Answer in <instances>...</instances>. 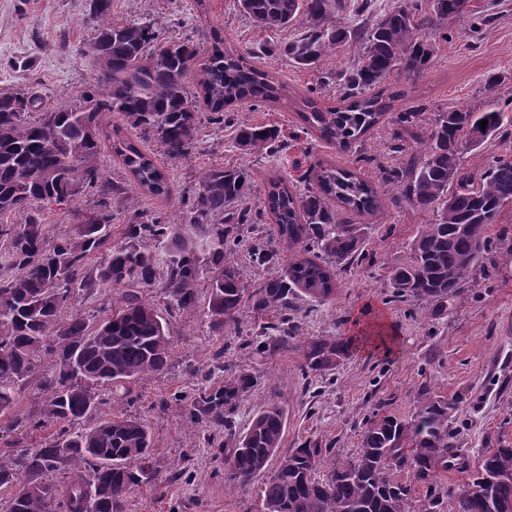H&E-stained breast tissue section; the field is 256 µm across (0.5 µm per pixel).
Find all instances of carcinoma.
Masks as SVG:
<instances>
[{
    "mask_svg": "<svg viewBox=\"0 0 512 512\" xmlns=\"http://www.w3.org/2000/svg\"><path fill=\"white\" fill-rule=\"evenodd\" d=\"M372 2L353 0L350 27L336 24V0L237 6L261 31L285 28L300 15L307 20L306 33L284 47L297 67L315 71L316 87L297 112L303 133L348 150L389 118L393 161L364 150L357 156L375 168V183L350 169L322 167L308 171L302 193L278 176L260 190L243 166L213 167L185 187L174 216L146 215L133 190L110 179L99 162L102 113L123 122L106 139L137 188L168 198L167 173L140 144L155 143L170 160L187 158L202 133L201 101L209 123L235 127L242 154L281 153L288 143L280 129L239 120L233 107L278 103L288 94L250 57L225 49L217 31L197 42L164 40L147 23L113 21L112 0L90 4L98 27L93 89L33 120L41 98L0 94V218L24 215L19 224L0 223V269L11 271L0 276V441L14 449L0 452L7 512H124L142 487L176 479L155 463L147 420L128 411L140 400L137 386L169 368L173 339L164 314L195 313L203 290L214 331L233 328L255 354L288 343L301 331L300 319L288 315L296 301L330 300L336 270L368 259L369 227L359 216L381 209L380 188L433 216L412 240L408 261L389 271L394 298L442 312L462 289L478 288L489 276L490 228L512 205V154L493 157L479 172L464 166L462 154L512 138V79L489 74L483 108H451L429 126L422 107L387 115L386 80L395 72L423 75L436 50L423 32L464 13L456 0H431L427 11L419 0H402L373 20ZM348 43L357 55L346 70L335 76L319 68ZM192 70L200 98L185 86ZM336 81L339 104L318 102L317 88ZM82 193L90 207L77 212L74 231L51 238L47 200ZM280 241L290 255L280 253ZM242 250L257 274L249 283L238 263ZM156 285L162 306L142 294ZM111 290L121 298L99 321L78 310L62 317L75 298ZM246 312L252 321L245 326ZM42 351L52 357L46 369ZM347 354L343 340L318 339L306 348L304 368L322 374ZM32 380L49 397L20 414L16 395ZM256 385L253 375L236 371L218 387L173 400L191 423L230 440L229 487L246 489L276 463L261 488L263 512H410L412 486L394 479L398 471L425 489L421 512H512V447L489 448L467 464L452 428L457 399L422 388L410 418L373 416L356 456L329 464L311 439L280 454L285 420L275 404L236 432L234 409ZM48 428L36 447L18 448L23 436ZM453 463L468 479L445 489L438 477ZM60 468L72 473L62 488L52 478Z\"/></svg>",
    "mask_w": 512,
    "mask_h": 512,
    "instance_id": "cac0c4a2",
    "label": "carcinoma"
}]
</instances>
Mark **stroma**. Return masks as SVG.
Masks as SVG:
<instances>
[{
	"label": "stroma",
	"instance_id": "obj_1",
	"mask_svg": "<svg viewBox=\"0 0 512 512\" xmlns=\"http://www.w3.org/2000/svg\"><path fill=\"white\" fill-rule=\"evenodd\" d=\"M112 16L149 20L163 38L172 40L217 30L229 49L252 56L257 67L271 71L288 89L286 100L262 105L255 113L256 119L281 129L288 140L286 152L246 156L233 145L232 127L204 126L201 142L188 158L158 156L169 175L171 196L144 198L148 214H173L182 189L213 166L247 165L258 185L275 175L299 191L312 165L354 167L353 152L297 132L295 111L314 77L294 67L276 47L300 37L305 20L282 31L260 32L235 0H205L201 6L196 0H112ZM96 34L89 0H0V93H33L47 107L79 99L95 78L89 47ZM448 36L421 77L394 74L387 80L393 111L422 102L431 118L452 107L478 108L486 101L489 74L512 78V0H472L463 17L449 22ZM382 201L380 212L365 219L370 226L365 250L373 254V262L357 261L340 273L331 302L300 300L303 332L287 347L253 354L240 349L234 332H213L204 313L169 316L172 366L142 384L134 410L151 427L162 470L180 472L181 478L134 495L127 512H262V480L240 491L224 485V434L207 436L171 402L173 395L194 386L188 366L210 365L219 349L226 362L258 380L235 410L237 431H244L266 403H276L285 415V452L311 439L325 448L328 459L352 458L365 421L376 414L410 418L424 385L460 399L453 423L460 453L474 457L486 448L512 446V206L493 228L491 276L481 287L463 289L442 314L396 300L387 279L390 267L407 261L409 245L430 214L394 203L389 190L383 191ZM366 307L395 327L399 354L354 353L324 374L305 372L304 345L316 337L350 339L354 314ZM162 399L169 405L161 411L157 403Z\"/></svg>",
	"mask_w": 512,
	"mask_h": 512
}]
</instances>
